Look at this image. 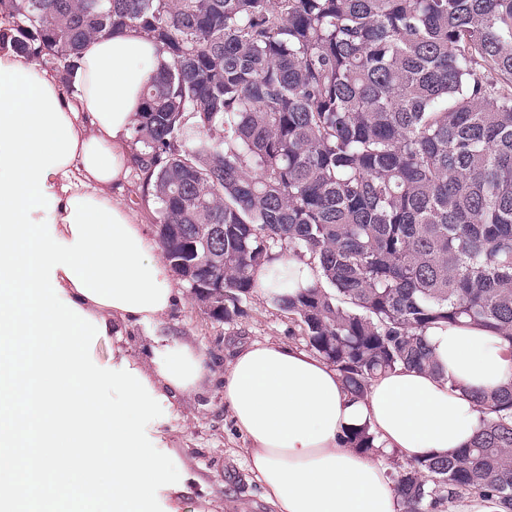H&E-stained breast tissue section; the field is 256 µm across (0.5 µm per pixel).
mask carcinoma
<instances>
[{
  "label": "carcinoma",
  "instance_id": "1",
  "mask_svg": "<svg viewBox=\"0 0 512 512\" xmlns=\"http://www.w3.org/2000/svg\"><path fill=\"white\" fill-rule=\"evenodd\" d=\"M0 15V51L63 78L93 37L155 42L137 176L163 258L211 317H246L259 270L305 262L311 281L272 303L357 399L398 367L438 371L433 327L512 343V0H0ZM464 393L494 417L456 453L396 464L402 512L465 491L512 512V383Z\"/></svg>",
  "mask_w": 512,
  "mask_h": 512
}]
</instances>
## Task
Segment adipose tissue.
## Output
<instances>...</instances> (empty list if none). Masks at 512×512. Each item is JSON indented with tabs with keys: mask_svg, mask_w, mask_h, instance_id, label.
I'll list each match as a JSON object with an SVG mask.
<instances>
[{
	"mask_svg": "<svg viewBox=\"0 0 512 512\" xmlns=\"http://www.w3.org/2000/svg\"><path fill=\"white\" fill-rule=\"evenodd\" d=\"M0 64L24 65L47 81L77 141L67 165L49 171L46 190L56 199L55 234L73 241L69 201L90 197L115 210L137 233L152 257L157 279L172 284L156 258L124 195L134 161L130 131L143 106V93L161 65L155 44L127 28L85 42L71 84L10 51ZM63 295L107 334L161 320L163 311L131 312L106 306L78 292L57 271ZM429 341L439 370L399 368L376 378L364 399H352L334 367L307 351L253 343L237 347L222 382L237 431L250 443L249 466L275 512H401L402 505L384 455L400 459L439 456L467 446L482 413L466 396L470 387L496 388L512 382V343L490 331L461 326L431 329ZM152 365L141 368L155 395L174 401L207 378L205 360L187 343L153 339ZM369 426L374 451L348 447L350 428Z\"/></svg>",
	"mask_w": 512,
	"mask_h": 512,
	"instance_id": "ef3b65f1",
	"label": "adipose tissue"
}]
</instances>
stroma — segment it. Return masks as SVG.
<instances>
[{
  "instance_id": "35a3bbf8",
  "label": "stroma",
  "mask_w": 512,
  "mask_h": 512,
  "mask_svg": "<svg viewBox=\"0 0 512 512\" xmlns=\"http://www.w3.org/2000/svg\"><path fill=\"white\" fill-rule=\"evenodd\" d=\"M179 300L157 325H137L125 338L133 357L148 362L150 336H176L202 352L215 374L227 369L239 344L253 342L303 347L289 335L293 322L262 294H254L245 318L233 323L205 314L179 283ZM164 452L180 473L179 512H268L262 488L248 466V444L237 432L218 384L183 397L163 425Z\"/></svg>"
}]
</instances>
